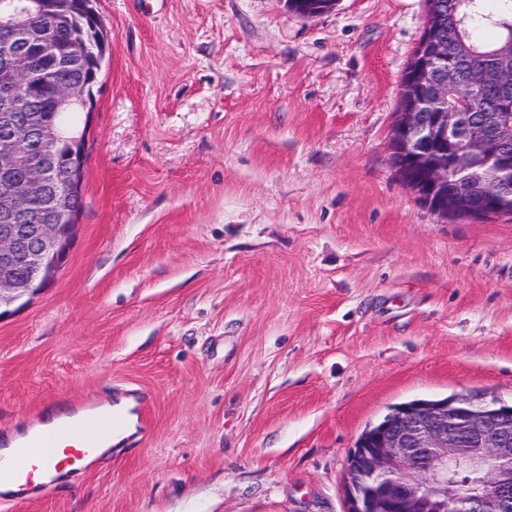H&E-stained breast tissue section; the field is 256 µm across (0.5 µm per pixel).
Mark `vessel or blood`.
I'll return each instance as SVG.
<instances>
[{"mask_svg": "<svg viewBox=\"0 0 512 512\" xmlns=\"http://www.w3.org/2000/svg\"><path fill=\"white\" fill-rule=\"evenodd\" d=\"M88 411L91 419L83 431H76L74 420L67 415L57 421L50 435L35 433L10 451L14 464L0 469V501L46 494L58 479L86 470L89 459L100 452L122 421L98 403Z\"/></svg>", "mask_w": 512, "mask_h": 512, "instance_id": "obj_1", "label": "vessel or blood"}]
</instances>
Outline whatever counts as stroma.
<instances>
[{
	"label": "stroma",
	"mask_w": 512,
	"mask_h": 512,
	"mask_svg": "<svg viewBox=\"0 0 512 512\" xmlns=\"http://www.w3.org/2000/svg\"><path fill=\"white\" fill-rule=\"evenodd\" d=\"M95 8L83 209L0 317V434L139 387L151 433L0 512H343L394 405L512 402V216L442 217L389 161L426 0ZM336 0H288V8L304 17H313L333 8Z\"/></svg>",
	"instance_id": "obj_1"
}]
</instances>
